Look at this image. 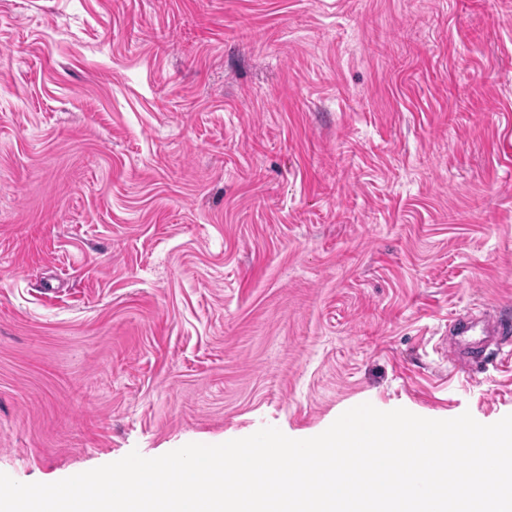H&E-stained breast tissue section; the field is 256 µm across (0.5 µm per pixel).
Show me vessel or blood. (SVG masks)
Masks as SVG:
<instances>
[{
  "label": "vessel or blood",
  "mask_w": 512,
  "mask_h": 512,
  "mask_svg": "<svg viewBox=\"0 0 512 512\" xmlns=\"http://www.w3.org/2000/svg\"><path fill=\"white\" fill-rule=\"evenodd\" d=\"M512 329L500 319L496 308L470 309L457 313L448 321V333L439 338L437 347L445 360L462 369H472L477 350L499 345L502 336Z\"/></svg>",
  "instance_id": "vessel-or-blood-1"
}]
</instances>
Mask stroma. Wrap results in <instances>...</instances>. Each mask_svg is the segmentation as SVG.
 I'll use <instances>...</instances> for the list:
<instances>
[{"mask_svg": "<svg viewBox=\"0 0 512 512\" xmlns=\"http://www.w3.org/2000/svg\"><path fill=\"white\" fill-rule=\"evenodd\" d=\"M512 0H0V472L369 403L512 414ZM509 334L508 326L502 322L495 307L481 311L465 309L448 320V336H439L437 347L444 359L454 366L472 370L478 349L498 347L501 337ZM508 342L501 344L495 352L500 360L509 361L512 356L511 350L503 351Z\"/></svg>", "mask_w": 512, "mask_h": 512, "instance_id": "obj_1", "label": "stroma"}]
</instances>
